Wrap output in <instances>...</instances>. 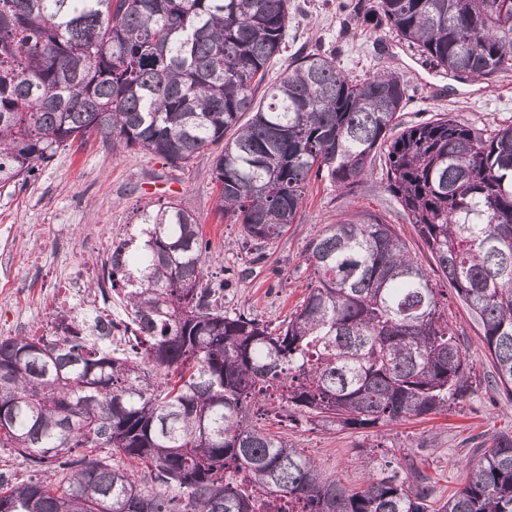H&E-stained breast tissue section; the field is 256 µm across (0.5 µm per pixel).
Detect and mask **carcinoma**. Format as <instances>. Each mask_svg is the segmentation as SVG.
I'll return each mask as SVG.
<instances>
[{
	"mask_svg": "<svg viewBox=\"0 0 512 512\" xmlns=\"http://www.w3.org/2000/svg\"><path fill=\"white\" fill-rule=\"evenodd\" d=\"M338 8L455 79L512 69V0ZM288 14L289 0H0V187L92 134L174 168L219 145V209L258 249L296 222L312 178L351 191L379 159L482 329L491 386L512 397V125L486 134L441 114L403 128L407 80L351 76L318 49L257 102ZM208 249L177 203L145 210L108 274L129 348L99 344L92 315L0 339V450L49 473L0 474V512H512V431L437 499L398 459L349 488L265 424L385 427L468 393L471 356L394 225L358 213L317 231L308 293L274 328L224 311ZM173 368L177 381L161 377Z\"/></svg>",
	"mask_w": 512,
	"mask_h": 512,
	"instance_id": "obj_1",
	"label": "carcinoma"
}]
</instances>
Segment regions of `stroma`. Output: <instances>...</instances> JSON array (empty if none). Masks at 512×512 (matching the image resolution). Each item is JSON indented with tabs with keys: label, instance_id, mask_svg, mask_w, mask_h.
<instances>
[{
	"label": "stroma",
	"instance_id": "obj_1",
	"mask_svg": "<svg viewBox=\"0 0 512 512\" xmlns=\"http://www.w3.org/2000/svg\"><path fill=\"white\" fill-rule=\"evenodd\" d=\"M338 0H290L287 49L267 69V83L279 80L290 58L314 49L336 52L342 69L362 76L390 69L404 75L409 99L403 125L447 113L491 129L512 124V70L489 80L459 81L429 68L395 33L369 32L345 25ZM216 154L208 148L182 168L160 158L120 148L92 135L59 148L26 184L0 187V336L42 335L55 314L67 308L64 273L94 269L88 284L109 290L110 255L100 252L106 237L125 236L143 209L173 201L192 213L210 242L209 277L225 282L224 308L250 311L270 323L284 320L302 301L312 278L304 261L310 239L344 216L371 212L387 217L416 259L434 261L384 190L382 169L352 191L325 181L309 185L304 205L287 232L256 253L245 247L239 224L218 208V189L209 171ZM448 322L468 347L473 386L446 413L382 428L336 431L303 424L279 431L306 450L328 475L355 485L385 460H409L431 475L438 495L463 483L465 463L475 458L477 442L512 431V398L486 389L491 369L477 323L456 296L448 298Z\"/></svg>",
	"mask_w": 512,
	"mask_h": 512
}]
</instances>
